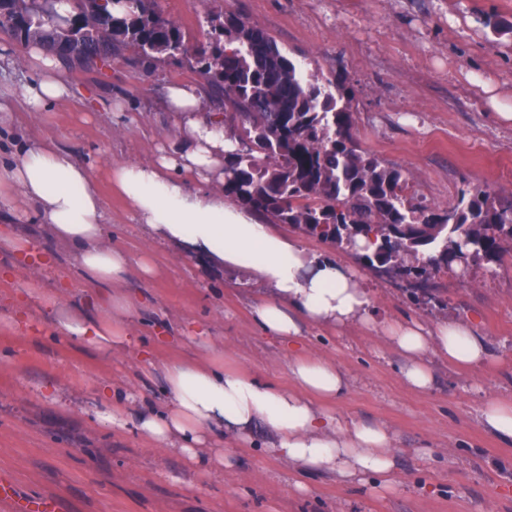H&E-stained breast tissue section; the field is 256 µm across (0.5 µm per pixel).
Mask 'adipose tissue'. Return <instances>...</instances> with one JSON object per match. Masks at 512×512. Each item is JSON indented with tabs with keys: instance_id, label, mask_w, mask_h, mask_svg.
<instances>
[{
	"instance_id": "obj_1",
	"label": "adipose tissue",
	"mask_w": 512,
	"mask_h": 512,
	"mask_svg": "<svg viewBox=\"0 0 512 512\" xmlns=\"http://www.w3.org/2000/svg\"><path fill=\"white\" fill-rule=\"evenodd\" d=\"M21 62L39 75L24 103L38 112L70 97L59 58L47 48H25ZM166 108L180 136L179 147L145 162L114 165L110 177L127 201L135 223L154 244L249 274L270 291L255 308L262 331L284 346L293 388L258 374L193 361L160 366L161 399L130 413L126 399L110 387L98 392L94 416L116 430L134 428L154 444L201 470L218 469L241 443L259 445L299 473L326 472L342 479L394 486V437L384 425L341 417L331 407L347 393L346 375L324 358L301 353L305 326L360 323L382 328L404 357L402 376L412 389L431 387L429 357L461 367H491L485 337L468 322L418 321L377 324L372 297L351 266L308 253L301 241L274 231L249 208L224 193V154L233 144L221 118L205 114L197 86H169ZM48 225L56 241L74 250V265L100 292L94 306L69 304L38 282L27 293L38 298L43 319L13 315L15 331L43 325L56 336L110 355L131 343L133 300L112 292L130 270L126 252L107 239L104 201L88 167L59 145L20 143L10 165L0 166V249L19 256L35 244L13 232L20 218Z\"/></svg>"
}]
</instances>
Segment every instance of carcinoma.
Returning a JSON list of instances; mask_svg holds the SVG:
<instances>
[{
    "instance_id": "cac0c4a2",
    "label": "carcinoma",
    "mask_w": 512,
    "mask_h": 512,
    "mask_svg": "<svg viewBox=\"0 0 512 512\" xmlns=\"http://www.w3.org/2000/svg\"><path fill=\"white\" fill-rule=\"evenodd\" d=\"M0 0V32L20 43L72 45L69 68L109 67L130 49L143 60L195 62L211 97L224 105L235 142L224 192L260 216L338 247L374 238L357 255L369 269L402 263L427 277L443 269L496 264L512 250V196L460 189L440 209L408 194L403 171L359 149L346 80H323L262 29L232 13L206 19L207 46L192 45L157 0H126L114 14L104 0Z\"/></svg>"
}]
</instances>
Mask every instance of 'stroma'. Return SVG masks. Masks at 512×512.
Listing matches in <instances>:
<instances>
[{
  "label": "stroma",
  "mask_w": 512,
  "mask_h": 512,
  "mask_svg": "<svg viewBox=\"0 0 512 512\" xmlns=\"http://www.w3.org/2000/svg\"><path fill=\"white\" fill-rule=\"evenodd\" d=\"M193 42L208 13L235 14L263 29L311 72L345 78L352 90L354 138L360 149L401 168L415 197L445 208L460 188L512 194V0H158ZM509 26L494 34L486 19ZM66 75L72 99L42 112L17 108L0 130V158L15 141H53L90 167L105 203L115 247L132 260L150 256L152 276L131 268L117 289L136 303L139 348L105 358L44 332L18 334L4 320L35 272L0 251V471L21 495L56 496L61 512H512V441L482 422L487 398H512V253L465 280L444 270L425 287L394 272L363 270L377 320L475 322L495 360L488 369H459L431 359L424 392L401 377L403 358L381 329L362 325L307 328L304 348L336 363L349 390L342 417L386 426L395 438L397 484L378 493L328 474L300 476L261 449L242 446L233 466L195 473L177 454L92 417L96 390L111 384L131 406L156 398L160 376L144 377L145 361L220 360L288 388L282 346L256 321L259 283L167 247H150L111 185L110 168L154 157L178 140L164 107L169 85L205 79L183 62L138 61L126 50L111 68ZM51 263L44 288L87 300L71 247L43 224L19 222ZM57 385L66 408L42 397ZM307 481V493L296 489Z\"/></svg>",
  "instance_id": "obj_1"
}]
</instances>
